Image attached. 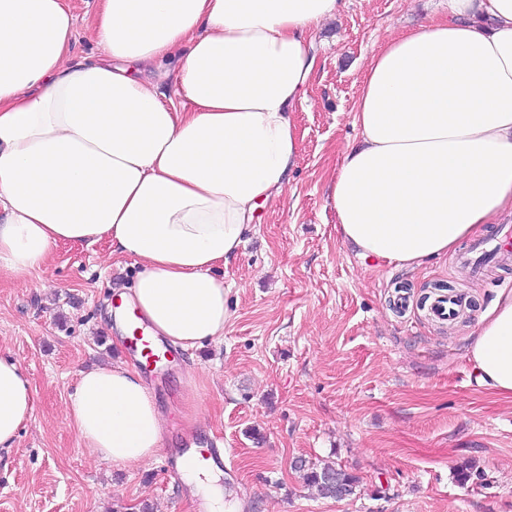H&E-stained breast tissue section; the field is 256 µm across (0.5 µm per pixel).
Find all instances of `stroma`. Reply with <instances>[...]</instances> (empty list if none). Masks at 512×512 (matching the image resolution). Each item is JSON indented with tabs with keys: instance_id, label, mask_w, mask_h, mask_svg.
I'll return each instance as SVG.
<instances>
[{
	"instance_id": "obj_1",
	"label": "stroma",
	"mask_w": 512,
	"mask_h": 512,
	"mask_svg": "<svg viewBox=\"0 0 512 512\" xmlns=\"http://www.w3.org/2000/svg\"><path fill=\"white\" fill-rule=\"evenodd\" d=\"M447 10V0H345L315 32L288 195L212 270L229 287L223 340L173 348L143 375L165 416L161 456L222 445L226 512H512V401L480 387L469 361L481 312L512 289V258L477 272L454 255L416 268L363 259L340 239L326 190L358 137L351 112L373 53ZM137 270L100 242L59 246L24 278L0 272V352L19 361L35 403L0 455V512H201L158 460L97 461L67 418L80 371L138 361L109 318ZM439 283L469 296L452 328L418 300ZM400 285L411 296L403 312L392 304ZM299 459L342 465L359 479L354 495L319 496Z\"/></svg>"
}]
</instances>
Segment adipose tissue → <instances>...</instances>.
I'll return each mask as SVG.
<instances>
[{
  "label": "adipose tissue",
  "instance_id": "1",
  "mask_svg": "<svg viewBox=\"0 0 512 512\" xmlns=\"http://www.w3.org/2000/svg\"><path fill=\"white\" fill-rule=\"evenodd\" d=\"M342 6L98 0L102 52L77 60L70 0H0V271L25 277L59 245L105 240L141 265L124 299L148 335L221 340L230 314L211 270L288 191L310 34ZM353 124L360 140L329 193L361 257L418 266L512 214V0H448L444 16L390 37ZM470 362L479 386L512 400V291L479 321ZM33 411L19 362L0 353V452ZM67 416L99 461L159 451L163 414L130 363L81 371Z\"/></svg>",
  "mask_w": 512,
  "mask_h": 512
}]
</instances>
